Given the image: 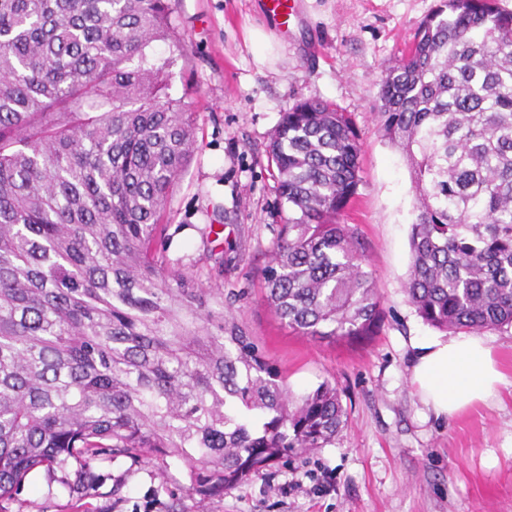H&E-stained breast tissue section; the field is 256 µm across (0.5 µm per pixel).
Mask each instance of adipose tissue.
<instances>
[{"instance_id":"1","label":"adipose tissue","mask_w":512,"mask_h":512,"mask_svg":"<svg viewBox=\"0 0 512 512\" xmlns=\"http://www.w3.org/2000/svg\"><path fill=\"white\" fill-rule=\"evenodd\" d=\"M410 383L435 417L455 416L495 397L504 379L489 343L472 334L415 339Z\"/></svg>"}]
</instances>
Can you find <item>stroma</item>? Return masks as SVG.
I'll return each mask as SVG.
<instances>
[{
  "mask_svg": "<svg viewBox=\"0 0 512 512\" xmlns=\"http://www.w3.org/2000/svg\"><path fill=\"white\" fill-rule=\"evenodd\" d=\"M267 0H170L184 53L168 92L192 105L200 150L169 198L165 256L223 285L224 305L256 336L300 395L321 382L343 391L348 424L323 448L253 473L203 512H512V327L484 331L505 382L498 395L449 419L435 418L410 384L414 339L435 335L404 292L417 215L409 163L380 131L379 90L439 0H295L289 20ZM273 36L274 60L255 59L251 34ZM318 97L347 112L359 135L356 225L377 282L384 321L377 336L332 343L293 334L262 297L261 272L281 221L267 166L283 112ZM219 227L203 238L205 225ZM188 468L120 456L84 470L27 478L10 512H185Z\"/></svg>",
  "mask_w": 512,
  "mask_h": 512,
  "instance_id": "35a3bbf8",
  "label": "stroma"
}]
</instances>
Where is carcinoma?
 <instances>
[{"label":"carcinoma","instance_id":"cac0c4a2","mask_svg":"<svg viewBox=\"0 0 512 512\" xmlns=\"http://www.w3.org/2000/svg\"><path fill=\"white\" fill-rule=\"evenodd\" d=\"M168 0H0V502L38 467L125 455L185 464L199 502L347 422L329 381L293 395L224 288L168 265L166 205L198 150L166 93ZM378 117L410 164L404 285L428 325L512 326V13L440 0L386 70ZM360 142L347 113L299 101L268 166L287 208L264 300L322 340L378 334L357 227Z\"/></svg>","mask_w":512,"mask_h":512}]
</instances>
